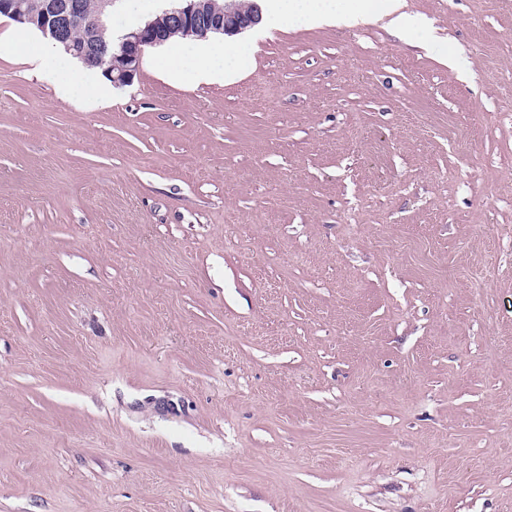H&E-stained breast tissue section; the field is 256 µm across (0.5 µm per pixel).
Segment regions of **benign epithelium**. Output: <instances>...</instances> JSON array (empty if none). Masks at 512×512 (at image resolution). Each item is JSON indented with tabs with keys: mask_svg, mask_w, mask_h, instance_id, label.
I'll return each mask as SVG.
<instances>
[{
	"mask_svg": "<svg viewBox=\"0 0 512 512\" xmlns=\"http://www.w3.org/2000/svg\"><path fill=\"white\" fill-rule=\"evenodd\" d=\"M184 5L164 11L129 33L120 42L122 63L106 68L114 85L130 83L137 73L145 48L165 43L167 32L178 30L185 37L205 38L210 33L238 34L261 20V9L253 4L252 11L243 13L230 2L216 10L217 0H183ZM83 13L82 0H46L43 3L39 28L52 41L67 44L71 39L73 23ZM23 23L30 15L22 0H0V16ZM100 20L88 22L87 43L79 50L85 63L97 58L98 50L106 47L99 37Z\"/></svg>",
	"mask_w": 512,
	"mask_h": 512,
	"instance_id": "obj_1",
	"label": "benign epithelium"
}]
</instances>
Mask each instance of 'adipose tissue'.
<instances>
[{"mask_svg":"<svg viewBox=\"0 0 512 512\" xmlns=\"http://www.w3.org/2000/svg\"><path fill=\"white\" fill-rule=\"evenodd\" d=\"M376 15L393 16L399 32L418 39L422 36L417 20L400 10V0H270L266 23L301 25L354 20ZM12 49L21 59L37 65L54 83L60 97H83L100 103L109 98V85L100 72L75 66L65 55L36 39L31 31L15 34ZM251 62V46L239 42L214 46L205 41L190 46L170 44L156 61V69L184 84L212 83L246 70Z\"/></svg>","mask_w":512,"mask_h":512,"instance_id":"ef3b65f1","label":"adipose tissue"}]
</instances>
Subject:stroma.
I'll return each instance as SVG.
<instances>
[{
  "label": "stroma",
  "instance_id": "stroma-1",
  "mask_svg": "<svg viewBox=\"0 0 512 512\" xmlns=\"http://www.w3.org/2000/svg\"><path fill=\"white\" fill-rule=\"evenodd\" d=\"M264 24L60 98L0 17V512H512V0ZM250 62L248 42L221 47L198 41L190 46L170 44L156 61L155 68L176 82L200 84L224 81L226 76L245 71Z\"/></svg>",
  "mask_w": 512,
  "mask_h": 512
}]
</instances>
